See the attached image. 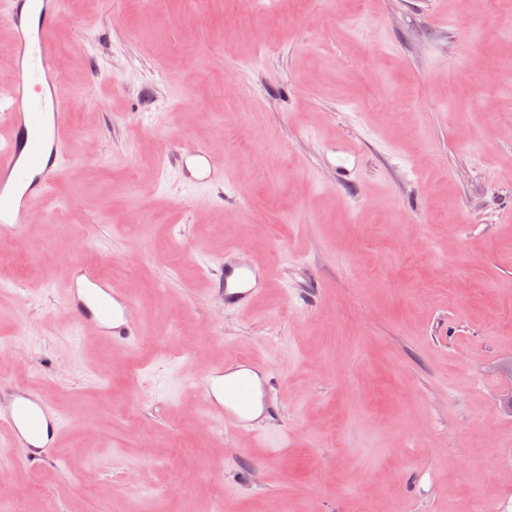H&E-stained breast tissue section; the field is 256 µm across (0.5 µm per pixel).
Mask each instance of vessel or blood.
Here are the masks:
<instances>
[{
	"label": "vessel or blood",
	"mask_w": 512,
	"mask_h": 512,
	"mask_svg": "<svg viewBox=\"0 0 512 512\" xmlns=\"http://www.w3.org/2000/svg\"><path fill=\"white\" fill-rule=\"evenodd\" d=\"M60 0H0V20L14 36L13 79L8 105L0 110V243L20 238L59 173L68 140L67 113L57 87L59 68L56 32ZM178 162L196 184H220L224 166L204 150L181 152ZM217 293L225 304L248 312L265 287L269 273L246 263L222 260L214 273ZM70 318L80 328L110 342L116 349L134 348L141 329L134 300L100 271L73 265L60 291ZM209 366L198 386L211 414L228 430H249L257 420L278 417L274 396L280 382L271 371L249 366ZM64 423L54 405L38 389L16 386L0 393V430L17 460L44 464L47 448L58 444Z\"/></svg>",
	"instance_id": "b4317fda"
}]
</instances>
